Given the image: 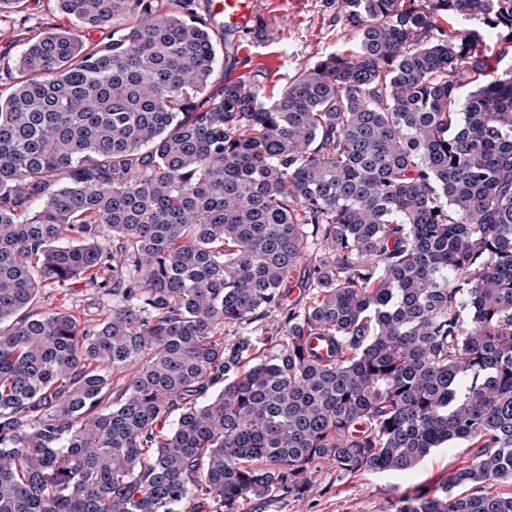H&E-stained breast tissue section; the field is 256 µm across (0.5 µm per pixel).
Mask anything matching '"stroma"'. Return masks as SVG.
Here are the masks:
<instances>
[{"label":"stroma","instance_id":"obj_1","mask_svg":"<svg viewBox=\"0 0 512 512\" xmlns=\"http://www.w3.org/2000/svg\"><path fill=\"white\" fill-rule=\"evenodd\" d=\"M257 29L235 40L227 64L235 75L254 82L262 100L278 98L297 69L312 66L330 54L350 55L356 50L345 20L334 0H257ZM68 20L55 0H28L23 14H0V60L12 62L28 39ZM45 304L95 324L112 308L111 297L97 288L45 290ZM246 337L265 357L278 350L285 330L275 318L225 327L223 338L231 343ZM472 451L466 446L436 448L407 473L359 472L343 474L334 466L320 465L313 475L310 493L288 500L250 498L239 512H392L396 497L414 489L432 490L455 471L468 466Z\"/></svg>","mask_w":512,"mask_h":512}]
</instances>
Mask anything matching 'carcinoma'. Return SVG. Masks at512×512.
<instances>
[{"mask_svg":"<svg viewBox=\"0 0 512 512\" xmlns=\"http://www.w3.org/2000/svg\"><path fill=\"white\" fill-rule=\"evenodd\" d=\"M56 2L100 38H31L0 91V512H238L458 443L394 512H512L456 492L512 483V73L432 35L512 0H336L357 51L271 102L197 0ZM86 283L94 325L38 308ZM274 312L275 358L221 339Z\"/></svg>","mask_w":512,"mask_h":512,"instance_id":"carcinoma-1","label":"carcinoma"}]
</instances>
